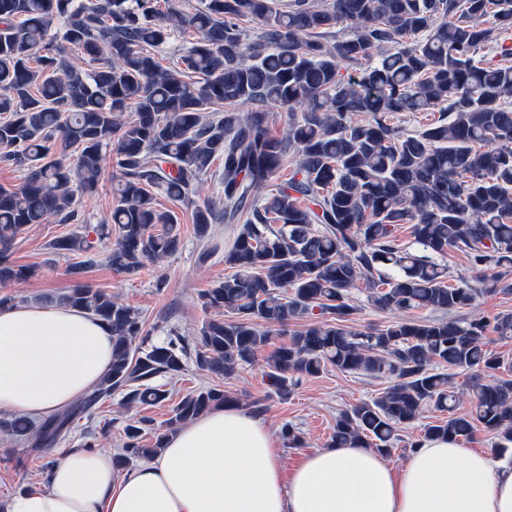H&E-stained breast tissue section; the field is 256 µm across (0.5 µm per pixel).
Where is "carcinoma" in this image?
Instances as JSON below:
<instances>
[{
  "mask_svg": "<svg viewBox=\"0 0 512 512\" xmlns=\"http://www.w3.org/2000/svg\"><path fill=\"white\" fill-rule=\"evenodd\" d=\"M254 21L262 35L247 44L243 24ZM337 26L350 34L332 42ZM185 32L197 38L180 66H162L155 51ZM509 32L512 0H332L327 9L294 0L286 10L274 0H204L192 13L169 0H0V163L28 169L18 189H0V243L52 217L79 221L72 183L94 191L108 158L119 168L117 237L101 224L95 240L84 232L53 240L54 253L90 263L112 237L109 263L135 272L179 240L176 216L156 207L154 190L193 207L201 239L251 197V216L224 252L233 273L200 294L204 308L233 318L203 325L192 343L197 365L230 377L256 362L269 326L317 309L324 319L270 355L266 378L276 395L288 398L329 365L391 381L373 402L338 415L330 443L388 453L398 426L432 404L448 416L424 436L468 440L481 426L497 434L503 455L512 443V363L488 351L486 339L489 330L511 339L512 314L402 320L369 333L345 322L349 290L360 284L377 308L399 312H456L512 292ZM388 43L400 49L373 56ZM492 44L499 61L480 56ZM70 46L88 67L69 62ZM344 64L357 75L341 73ZM247 103L253 108L237 109ZM267 103L292 113L281 138L270 132ZM215 105L222 115L208 113ZM435 111L438 119L418 133L391 122L400 112ZM358 113L367 118L353 120ZM289 149L297 160L288 180L260 195ZM217 160L221 208L196 201ZM158 224L161 232H150ZM402 224L421 251L395 243ZM450 249L467 255L476 284L448 283L435 257ZM30 276L0 253V282ZM60 301L110 327L112 369L71 408L38 424L10 421L44 449L117 390L127 389L130 402L166 400L155 380L181 372L192 345L177 333L152 342L139 314L104 291L77 285ZM456 369L473 371L465 415L455 413ZM229 402L216 387L186 395L149 444L140 427L127 426L116 464L155 456L170 432Z\"/></svg>",
  "mask_w": 512,
  "mask_h": 512,
  "instance_id": "1",
  "label": "carcinoma"
}]
</instances>
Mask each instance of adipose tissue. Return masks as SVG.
<instances>
[{
    "instance_id": "1",
    "label": "adipose tissue",
    "mask_w": 512,
    "mask_h": 512,
    "mask_svg": "<svg viewBox=\"0 0 512 512\" xmlns=\"http://www.w3.org/2000/svg\"><path fill=\"white\" fill-rule=\"evenodd\" d=\"M112 366V331L66 305L0 303V413L40 421L90 393ZM0 512H512V462L451 437L420 439L401 469L368 447H325L285 469L267 424L234 404L168 434L134 469L76 449L43 489Z\"/></svg>"
}]
</instances>
